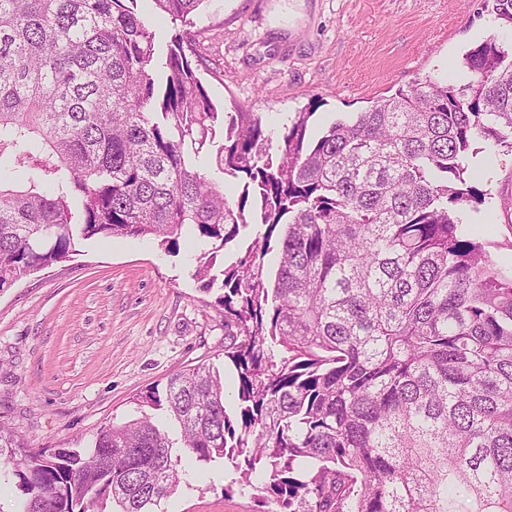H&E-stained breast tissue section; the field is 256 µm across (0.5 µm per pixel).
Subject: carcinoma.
Listing matches in <instances>:
<instances>
[{
    "label": "carcinoma",
    "mask_w": 512,
    "mask_h": 512,
    "mask_svg": "<svg viewBox=\"0 0 512 512\" xmlns=\"http://www.w3.org/2000/svg\"><path fill=\"white\" fill-rule=\"evenodd\" d=\"M207 0H153L181 30L159 58L137 0H0V290L75 238L224 247L277 235V269L224 268L218 371H178L87 453L29 448L0 423L14 512H155L183 458L265 480L281 512H512V277L463 232L485 202L475 145L512 149V52L466 80H416L277 153L259 115L217 112L186 49ZM221 140H216V137ZM244 181L231 202L206 176Z\"/></svg>",
    "instance_id": "1"
}]
</instances>
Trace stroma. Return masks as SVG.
I'll return each instance as SVG.
<instances>
[{
    "label": "stroma",
    "instance_id": "35a3bbf8",
    "mask_svg": "<svg viewBox=\"0 0 512 512\" xmlns=\"http://www.w3.org/2000/svg\"><path fill=\"white\" fill-rule=\"evenodd\" d=\"M484 0H210L191 60L218 111L263 116L273 143L314 108L309 137L365 111L413 80L460 77L465 53L489 38L512 47V26ZM472 183L489 192L463 216L497 270L512 276V152L483 149ZM249 226L219 250L214 282L195 277L206 250L182 236L176 252L136 238L78 241L66 261L0 292V422L32 448L90 450L106 424L172 373L205 363L237 409L238 372L224 356L225 266L260 234ZM232 467L199 465L159 512H279L262 488L225 492Z\"/></svg>",
    "mask_w": 512,
    "mask_h": 512
}]
</instances>
